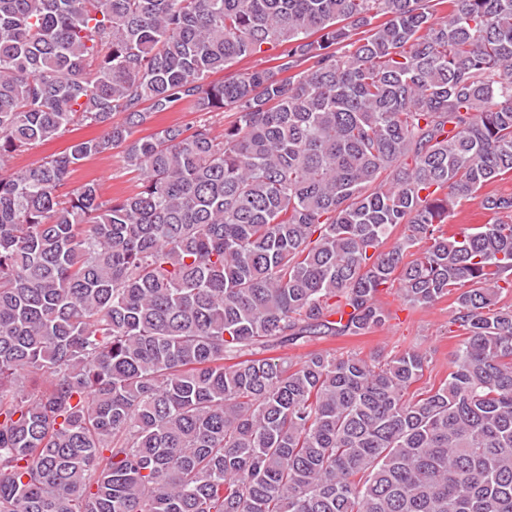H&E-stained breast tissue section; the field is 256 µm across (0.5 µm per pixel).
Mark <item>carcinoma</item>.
<instances>
[{
    "instance_id": "cac0c4a2",
    "label": "carcinoma",
    "mask_w": 512,
    "mask_h": 512,
    "mask_svg": "<svg viewBox=\"0 0 512 512\" xmlns=\"http://www.w3.org/2000/svg\"><path fill=\"white\" fill-rule=\"evenodd\" d=\"M183 104L235 121L134 137ZM511 179L512 0H0V512H512ZM394 286L439 383L276 355ZM103 131V127L92 126L84 128L83 130H80L75 133H66L64 134V136L57 139L52 144L36 145L30 148L29 150L14 155V157L10 160V165L15 169H27L35 167L50 152L64 148L69 143L71 138L76 136H100L103 133ZM96 179L103 199L130 192L137 175L125 169L123 154L119 149L103 156L85 160L69 176L70 186H78L85 180ZM493 215L484 212L480 207V199L463 200L457 205L454 213L448 219V223L455 226H463L469 224H484Z\"/></svg>"
}]
</instances>
